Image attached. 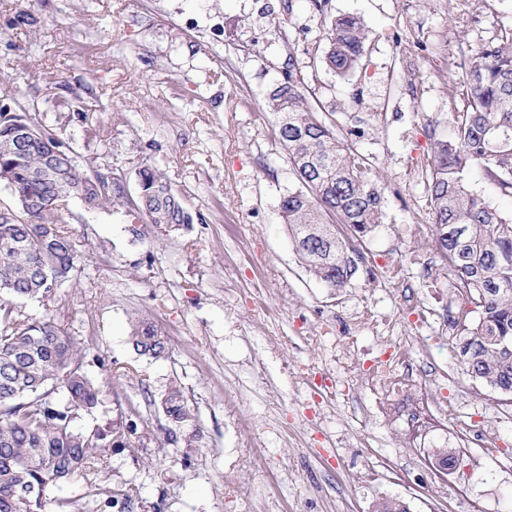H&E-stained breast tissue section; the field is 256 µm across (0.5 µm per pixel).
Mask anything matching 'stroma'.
I'll return each mask as SVG.
<instances>
[{
  "label": "stroma",
  "instance_id": "obj_1",
  "mask_svg": "<svg viewBox=\"0 0 512 512\" xmlns=\"http://www.w3.org/2000/svg\"><path fill=\"white\" fill-rule=\"evenodd\" d=\"M28 11L33 25L16 17ZM335 15L366 28V56L349 77L317 58L322 17L312 0H0V105L17 100L75 151L82 168L123 171L125 199L100 210L70 200L75 241L87 256L59 290L62 326L101 362L132 366L83 415L105 427L117 405L160 397L170 382L195 410V447L165 441L159 405L144 408L151 440L109 448L102 477L132 485L134 512H374L383 498L408 512H461L448 486H464L486 512H512V471L494 454L457 459L441 472L436 449L478 427L512 451V396L468 375L458 321L475 320L437 246L421 164L452 135L463 101L449 103L472 49L512 24V0H330ZM25 72L19 84L4 72ZM302 78L314 112L380 168L384 217L360 244L368 261L333 291L298 261L279 211L301 184L275 140L265 102L287 75ZM360 103L347 109L351 95ZM160 169L193 215L169 237L134 211L137 173ZM433 262L432 270L418 257ZM374 309L378 332L357 337L349 362L378 355L376 335L412 336L428 315L433 340L413 358L436 367L426 409L431 445H410L368 395L337 397L311 427L313 397L298 367L338 373L318 336L339 316ZM165 336L160 359L139 355L132 323ZM305 454H298V447Z\"/></svg>",
  "mask_w": 512,
  "mask_h": 512
}]
</instances>
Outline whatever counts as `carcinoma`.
<instances>
[{
	"mask_svg": "<svg viewBox=\"0 0 512 512\" xmlns=\"http://www.w3.org/2000/svg\"><path fill=\"white\" fill-rule=\"evenodd\" d=\"M327 17L323 62L340 77L352 74L366 53L364 25L354 16L329 17V0H313ZM465 106L454 133L437 140L424 159L432 224L441 257L458 291L475 306L476 320L462 325L460 353L466 372L512 394V215L491 207L470 183L484 178L512 196V25L478 46L462 76ZM266 110L275 138L288 155L302 189L280 200L294 249L306 271L333 291L346 287L363 259L354 241L382 222L387 189L369 157L339 139L316 116L301 80L288 75L269 96ZM34 135L11 154H0V184L19 211L0 209V512H93L131 497L90 480L100 448H136L141 418L129 403L112 426L85 431L76 425L102 402L105 385L84 371L90 349L62 328L54 307L62 285L82 274L86 255L55 201L83 183L88 209L124 198L123 172L89 174L73 150L36 114L0 106V142L24 129ZM137 214L161 235L191 229L193 216L163 173L151 164L138 172ZM18 300H35L36 315L15 312ZM141 355L161 357L166 340L149 322L133 326ZM160 406L169 423L166 441L192 417L183 387L172 384ZM81 479L86 491L55 499L50 493Z\"/></svg>",
	"mask_w": 512,
	"mask_h": 512,
	"instance_id": "1",
	"label": "carcinoma"
}]
</instances>
